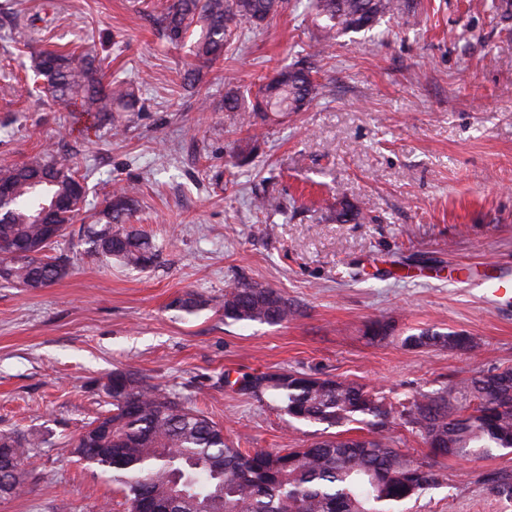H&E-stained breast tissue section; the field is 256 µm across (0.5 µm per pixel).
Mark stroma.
I'll return each mask as SVG.
<instances>
[{
    "instance_id": "1",
    "label": "stroma",
    "mask_w": 512,
    "mask_h": 512,
    "mask_svg": "<svg viewBox=\"0 0 512 512\" xmlns=\"http://www.w3.org/2000/svg\"><path fill=\"white\" fill-rule=\"evenodd\" d=\"M308 3L287 0L261 29L239 24L235 54L189 87L188 48L152 24L166 0H0V167L52 148L87 190L53 246L69 275L37 292L0 287V431L45 440L0 512H127L69 452L105 410L100 382L116 369L191 400L235 447L271 450L329 431L241 394L243 375L300 371L403 399L512 367V299L461 282L512 279V0H420V20L384 18L317 57ZM33 15L40 47L94 54L140 111L90 129L49 104L29 70ZM308 55L315 100L257 124L252 160L238 165L247 128L225 92ZM117 187L136 190L129 224L159 251L151 270L90 252L78 233ZM345 207L361 221H339ZM241 280L278 290L294 317L225 322L224 291ZM186 291L206 307L172 309ZM376 322L386 339L368 336ZM424 329L475 337L482 352L406 345ZM437 469L438 484L394 512H512L492 490L512 453Z\"/></svg>"
}]
</instances>
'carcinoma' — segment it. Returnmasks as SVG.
Segmentation results:
<instances>
[{"label": "carcinoma", "instance_id": "1", "mask_svg": "<svg viewBox=\"0 0 512 512\" xmlns=\"http://www.w3.org/2000/svg\"><path fill=\"white\" fill-rule=\"evenodd\" d=\"M315 14L327 21L326 37L372 30L385 16L417 14L412 0H311ZM283 6V0H169L154 17L173 45L197 34L192 54L202 66L224 59L233 26L257 28ZM31 70L43 81L46 96L75 105L98 122L114 112H132L137 99L123 83L103 82L101 61L90 54L55 49L31 53ZM311 67L282 65L257 90L231 88L224 111L249 112L264 122L299 112L316 93ZM0 185L15 196L0 203V286L37 291L65 277L66 259L51 256L53 241L36 222L42 205L57 197L65 202L54 223L69 226L85 204L75 168L50 152L30 162L0 169ZM137 199L119 190L104 201L97 223L84 229L94 251L133 268L152 267L158 253L134 230L124 227ZM207 305L200 295L176 296L170 306L193 314ZM224 320L278 325L293 314L273 288L238 281L224 293ZM405 342L416 347L448 346L476 353L480 343L457 332L423 330ZM102 388L111 409L72 443L84 464L112 478L126 499L128 512L138 501L170 498L181 486L175 512H201L204 499L212 512H387L385 507L412 498L438 480L437 459L448 455L478 459L494 448H512V368L464 383L450 382L431 394L393 400L348 380L286 371L248 374L241 391L261 399L297 421L345 427L353 422L372 436H331L289 451L233 448L224 431L201 410L131 370H115ZM398 424L417 431L430 456L415 462L390 435ZM44 443L38 435L20 438L0 433V465L11 458L12 471L0 496L21 491L30 449Z\"/></svg>", "mask_w": 512, "mask_h": 512}]
</instances>
